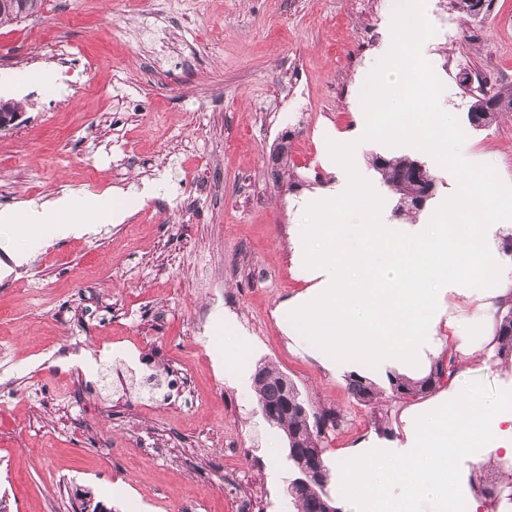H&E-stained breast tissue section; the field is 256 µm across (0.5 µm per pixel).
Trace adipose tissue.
Listing matches in <instances>:
<instances>
[{
    "instance_id": "ef3b65f1",
    "label": "adipose tissue",
    "mask_w": 512,
    "mask_h": 512,
    "mask_svg": "<svg viewBox=\"0 0 512 512\" xmlns=\"http://www.w3.org/2000/svg\"><path fill=\"white\" fill-rule=\"evenodd\" d=\"M392 39L378 52L362 103L368 120L327 149L338 170L334 189L318 197L325 220L295 235L297 270L307 292L288 304L298 326L343 373L394 372L425 376L440 330L465 352L480 349L474 331L488 317V302L476 301L469 324L447 318L446 294L470 278L498 296L512 294V268L500 260L496 234L499 214L487 184L462 177L450 193L439 223L399 227L376 219L381 202L357 175L356 158L371 139L408 137L440 162L456 157L460 144L446 131L425 129L422 118L401 124L397 94L420 107L404 75L412 68L414 48L425 44L429 23L414 0H393ZM362 216L341 224V211ZM117 222L123 214L100 196L60 197L16 215L0 212V224L21 222L39 235H61L86 222L88 214Z\"/></svg>"
}]
</instances>
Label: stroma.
<instances>
[{
    "label": "stroma",
    "mask_w": 512,
    "mask_h": 512,
    "mask_svg": "<svg viewBox=\"0 0 512 512\" xmlns=\"http://www.w3.org/2000/svg\"><path fill=\"white\" fill-rule=\"evenodd\" d=\"M392 0H47L0 27V210L68 194L127 202L122 223L31 240L0 235V497L7 512H75L92 490L112 512H290L287 443L261 414L258 364L288 375L346 420L324 457L399 451L410 420L472 381L512 390V366L442 344L445 388L396 404L386 431L287 319L308 284L291 240L310 198L337 173L326 146L357 125L367 71L387 39ZM431 30L407 79L434 73L459 159L435 163L410 139L370 141L358 164L391 224H434L461 172L494 176L512 210V112L467 120L466 72L512 85V0L465 18L420 0ZM71 73L62 95L45 79ZM288 140L287 176L271 152ZM422 162L436 189L416 212L372 155Z\"/></svg>",
    "instance_id": "obj_1"
}]
</instances>
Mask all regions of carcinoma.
I'll return each mask as SVG.
<instances>
[{
    "instance_id": "carcinoma-1",
    "label": "carcinoma",
    "mask_w": 512,
    "mask_h": 512,
    "mask_svg": "<svg viewBox=\"0 0 512 512\" xmlns=\"http://www.w3.org/2000/svg\"><path fill=\"white\" fill-rule=\"evenodd\" d=\"M491 0H451L453 8L465 16H477L488 11ZM45 0H0V25L18 23L37 17L44 10ZM419 161L407 156L385 158L375 156L372 166L381 175L383 184L398 195L397 212L419 210L415 197L427 185L435 184L434 177L425 169L415 175ZM495 334L492 340L494 358L512 364V297L497 302L495 312ZM455 373L453 359L443 358L433 362L428 374L419 380H409L396 375L390 378V391H385L369 378L350 374L346 379L350 395L360 404L375 409L381 400L422 399L440 389L444 379ZM284 373L274 367L261 365L253 374V389L259 408L280 404L283 392ZM304 408L292 412H279L266 417V421L280 430L294 449L288 450V468L291 470L292 486L288 487L290 502L296 512H342L335 499L329 496L331 471L323 458L325 439L337 429L342 420L339 410L332 407H316L302 401ZM319 450L320 468L314 482L298 483L305 471L313 467L314 450ZM470 488L475 498L482 500L487 512H512V465L492 470L482 465L474 470Z\"/></svg>"
}]
</instances>
